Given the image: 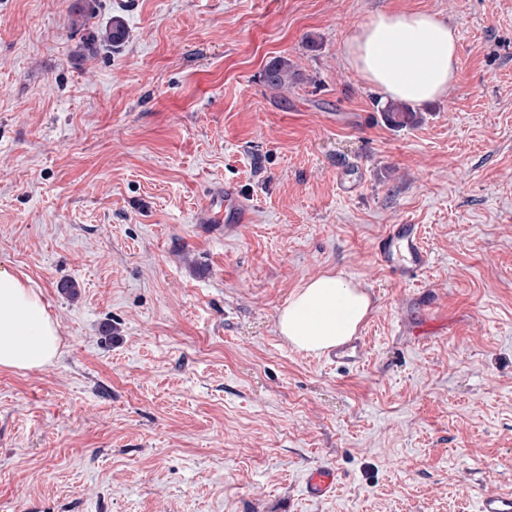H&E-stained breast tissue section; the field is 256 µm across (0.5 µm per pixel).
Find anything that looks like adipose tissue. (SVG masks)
I'll return each mask as SVG.
<instances>
[{
	"instance_id": "adipose-tissue-1",
	"label": "adipose tissue",
	"mask_w": 512,
	"mask_h": 512,
	"mask_svg": "<svg viewBox=\"0 0 512 512\" xmlns=\"http://www.w3.org/2000/svg\"><path fill=\"white\" fill-rule=\"evenodd\" d=\"M346 59L385 97L424 103L444 95L454 81L458 36L426 12H379L347 41ZM370 307L359 285L324 273L293 292L277 329L296 349L319 353L354 336ZM59 353L58 325L39 288L0 267V368L42 367Z\"/></svg>"
}]
</instances>
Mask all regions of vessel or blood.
<instances>
[{
    "label": "vessel or blood",
    "mask_w": 512,
    "mask_h": 512,
    "mask_svg": "<svg viewBox=\"0 0 512 512\" xmlns=\"http://www.w3.org/2000/svg\"><path fill=\"white\" fill-rule=\"evenodd\" d=\"M196 220L201 224H249L253 222L254 214L248 199L239 190L218 185L202 204ZM374 253L403 282L417 279L429 263V253L418 226L414 224L389 225L378 239ZM364 357L362 339L358 336L329 350L326 355L329 363L351 368L359 367ZM304 485L307 497L327 500L336 492L338 476L332 468L316 467L306 473ZM477 512H512V493L486 490L480 497Z\"/></svg>",
    "instance_id": "vessel-or-blood-1"
}]
</instances>
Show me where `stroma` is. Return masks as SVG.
<instances>
[{
	"label": "stroma",
	"mask_w": 512,
	"mask_h": 512,
	"mask_svg": "<svg viewBox=\"0 0 512 512\" xmlns=\"http://www.w3.org/2000/svg\"><path fill=\"white\" fill-rule=\"evenodd\" d=\"M75 6L0 0V266L62 338L0 369V512H476L512 491V0ZM386 10L458 34L453 84L403 128L345 60ZM115 19L125 42L89 41ZM279 56L285 90L262 80ZM218 182L252 223H196ZM392 224L420 227L414 282L375 259ZM326 272L372 302L354 370L276 327ZM320 464L329 500L304 493ZM296 73L286 57L274 58L265 68L263 73L264 83L273 89H288L293 83ZM305 494L315 500H327L334 496L338 486V476L330 467H316L309 470L304 479Z\"/></svg>",
	"instance_id": "35a3bbf8"
}]
</instances>
